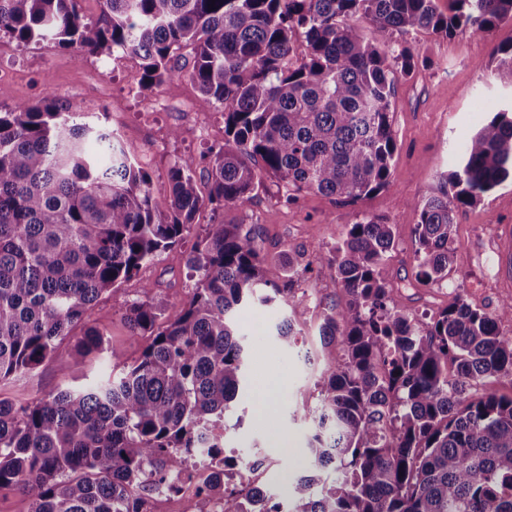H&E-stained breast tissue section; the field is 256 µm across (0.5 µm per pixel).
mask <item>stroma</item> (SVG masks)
<instances>
[{
    "label": "stroma",
    "mask_w": 512,
    "mask_h": 512,
    "mask_svg": "<svg viewBox=\"0 0 512 512\" xmlns=\"http://www.w3.org/2000/svg\"><path fill=\"white\" fill-rule=\"evenodd\" d=\"M388 41L396 49L410 48L418 58L414 69L394 84L391 112L397 151L388 188L348 203L307 192L288 204L282 184L265 175L249 204L203 206L180 246L158 254L135 277L102 295L87 324L77 325L36 371L0 383V398L18 406L31 404L135 364L151 338L131 334L127 308L148 300L161 307L164 319L178 315L194 286L186 256L197 236L224 222L256 230L273 264L287 263L298 253L311 263L310 272L299 277L285 298L266 306L250 304L236 313L249 361L244 393L224 417L225 450L244 460L259 457L292 471L303 463L301 451L311 432L304 415L319 403L323 309L343 298L324 255L347 225L367 215L394 224L397 246L384 276L396 289L395 306L409 316L428 317L457 297L486 312L512 298L511 181L459 213L453 246L464 263L450 272L441 288L416 282L413 233L419 201L433 191L441 175L454 169L466 141L497 112L512 107V86L495 79L490 70L498 48L512 43V22L483 38L411 30L392 32ZM48 91L59 101L80 105L76 123L113 132L150 174L151 196L160 205L169 196L167 171L172 164L201 172L208 148L224 142L223 107H200L197 87L187 74L146 89L140 59L121 49L81 56L53 42L21 44L0 34V111L34 104ZM287 315L297 333L293 346L275 334L276 323ZM89 325L103 333L110 350L90 354L78 366L74 346ZM271 372L283 373L287 387L262 425L257 421L262 380ZM277 433L290 440L295 453L275 447Z\"/></svg>",
    "instance_id": "35a3bbf8"
}]
</instances>
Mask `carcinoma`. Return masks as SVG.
<instances>
[{
    "instance_id": "cac0c4a2",
    "label": "carcinoma",
    "mask_w": 512,
    "mask_h": 512,
    "mask_svg": "<svg viewBox=\"0 0 512 512\" xmlns=\"http://www.w3.org/2000/svg\"><path fill=\"white\" fill-rule=\"evenodd\" d=\"M78 3L0 0V33L79 54L120 48L141 59L147 87L191 65L200 105L224 106V146L203 167L207 197L175 163L161 208L150 175L111 132L73 122L77 104L48 92L0 112V382L50 358L99 297L190 233L204 203L243 206L264 174L288 203L309 191L350 202L386 188L391 96L414 66L387 34L485 37L512 21V0H448L446 14L437 0H102L89 22ZM360 19L373 39L357 32ZM297 35L303 57L292 66ZM500 53L495 74L512 83V43ZM510 178L503 110L418 204L417 283L441 286L463 265L451 247L459 210ZM393 249L392 225L365 216L328 251L345 299L325 309L319 336L326 346L341 337L343 353L325 363L319 403L305 416L308 475L284 504L214 480L203 492L223 499V512H512V397L471 395L485 379L512 378V340L499 332L512 322V298L492 314L458 299L415 320L382 275ZM301 258L270 273L259 235L240 224L200 238L176 318L158 322L150 301L126 310L132 334L152 336L138 363L30 405L0 399V495L21 490L31 512H140L130 487L164 484L192 451L224 447L215 428L246 364L235 313L291 292L309 270ZM105 350L93 327L75 346L78 359Z\"/></svg>"
}]
</instances>
